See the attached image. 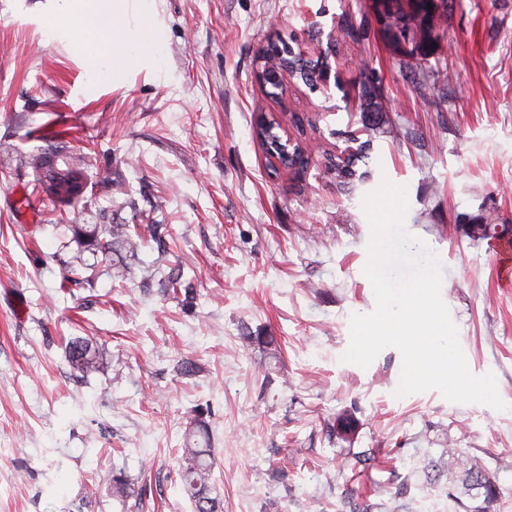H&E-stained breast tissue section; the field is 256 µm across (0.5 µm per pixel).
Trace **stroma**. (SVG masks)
Instances as JSON below:
<instances>
[{
    "mask_svg": "<svg viewBox=\"0 0 512 512\" xmlns=\"http://www.w3.org/2000/svg\"><path fill=\"white\" fill-rule=\"evenodd\" d=\"M65 9L0 0V512H123L116 467L149 486L144 512H191L177 468L198 404L224 512H349L352 498L469 512L448 493L461 460L495 485L489 512H512V284L456 222L512 221V0H456L425 58L396 53L365 0H136L114 79L56 26ZM346 16L366 39L344 36ZM277 35L328 53L339 84L290 79L268 97L253 74ZM365 69L386 122L341 193L325 157L363 132ZM260 111L297 113L284 136L320 156L273 172L251 133ZM58 149L89 174L71 206L32 196ZM384 178L406 187V228L439 258L468 367L494 373L505 409L396 397L392 347L343 362L351 315L375 307L362 201ZM87 224L134 225L146 247L93 266L73 234ZM157 261L180 267L184 302L145 283ZM72 266L80 283L63 280ZM258 335L281 348L268 385L245 343ZM74 337L103 353L85 378L66 356ZM345 412L355 430L333 435Z\"/></svg>",
    "mask_w": 512,
    "mask_h": 512,
    "instance_id": "obj_1",
    "label": "stroma"
}]
</instances>
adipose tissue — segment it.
<instances>
[{
  "label": "adipose tissue",
  "instance_id": "obj_1",
  "mask_svg": "<svg viewBox=\"0 0 512 512\" xmlns=\"http://www.w3.org/2000/svg\"><path fill=\"white\" fill-rule=\"evenodd\" d=\"M123 2L124 0H95L93 9L89 11L78 4L71 6L69 16L72 33L84 42L97 39L104 32L115 34V41L100 42L97 52L110 59L123 54L126 43L119 38L124 30L126 16Z\"/></svg>",
  "mask_w": 512,
  "mask_h": 512
}]
</instances>
